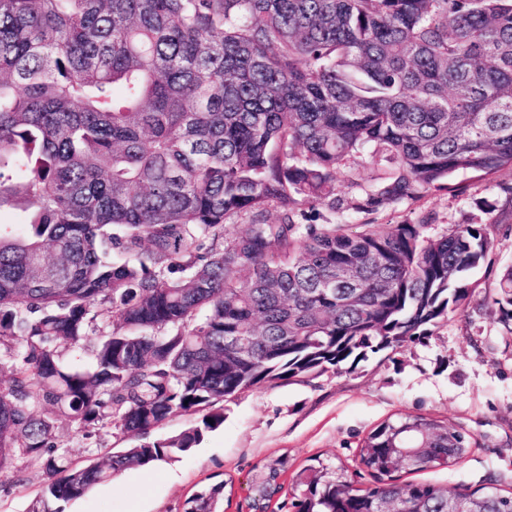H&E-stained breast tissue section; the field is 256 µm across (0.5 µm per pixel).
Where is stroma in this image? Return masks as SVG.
Returning <instances> with one entry per match:
<instances>
[{
  "mask_svg": "<svg viewBox=\"0 0 512 512\" xmlns=\"http://www.w3.org/2000/svg\"><path fill=\"white\" fill-rule=\"evenodd\" d=\"M359 183L340 176L335 224H431L440 234L454 224H487L495 246L473 277L479 286L468 303L429 327L398 351L369 355L357 366L342 365L310 382H291L244 392L224 404V424L179 461L123 472L87 496L65 504L64 512H183L185 500L225 482L226 512H243L255 464L288 454L294 469L320 457L355 472V484L373 486L360 472L362 438L398 414L432 416L472 435L476 444L461 462L422 472H400L404 482H430L448 490L493 483L512 491V332L501 322L494 300L499 274L512 265V169L486 179L459 172L446 189L358 208L374 187L375 175L390 169L386 155L363 153ZM57 439L67 456L83 461L89 449L127 447L126 439L101 431L87 439L63 424ZM0 478V512H29L42 496L41 474L16 463Z\"/></svg>",
  "mask_w": 512,
  "mask_h": 512,
  "instance_id": "stroma-1",
  "label": "stroma"
}]
</instances>
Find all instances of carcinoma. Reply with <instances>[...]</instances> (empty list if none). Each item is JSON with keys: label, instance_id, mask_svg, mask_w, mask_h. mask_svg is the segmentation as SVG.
<instances>
[{"label": "carcinoma", "instance_id": "cac0c4a2", "mask_svg": "<svg viewBox=\"0 0 512 512\" xmlns=\"http://www.w3.org/2000/svg\"><path fill=\"white\" fill-rule=\"evenodd\" d=\"M369 149L396 167L364 212L512 168V0H0V211L25 227L0 223V474L42 473L35 512L178 460L241 392L400 349L469 301L488 224L299 223L336 210L342 167ZM495 304L512 326V266ZM91 336L88 365L64 359ZM176 413L198 420L148 440ZM60 421L137 443L77 467ZM475 444L390 417L359 449L374 486L315 457L290 508L512 512L492 483L396 477ZM286 474V457L253 467L252 512H274ZM226 485L184 512H225Z\"/></svg>", "mask_w": 512, "mask_h": 512}]
</instances>
